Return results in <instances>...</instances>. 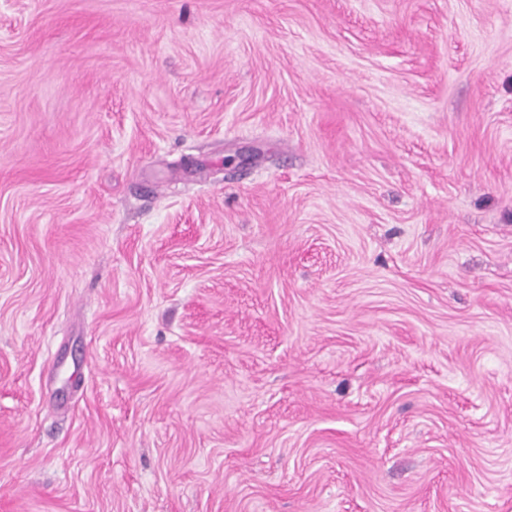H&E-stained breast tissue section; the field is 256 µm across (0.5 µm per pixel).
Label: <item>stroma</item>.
Masks as SVG:
<instances>
[{
	"instance_id": "35a3bbf8",
	"label": "stroma",
	"mask_w": 512,
	"mask_h": 512,
	"mask_svg": "<svg viewBox=\"0 0 512 512\" xmlns=\"http://www.w3.org/2000/svg\"><path fill=\"white\" fill-rule=\"evenodd\" d=\"M0 512H512V0H0Z\"/></svg>"
}]
</instances>
